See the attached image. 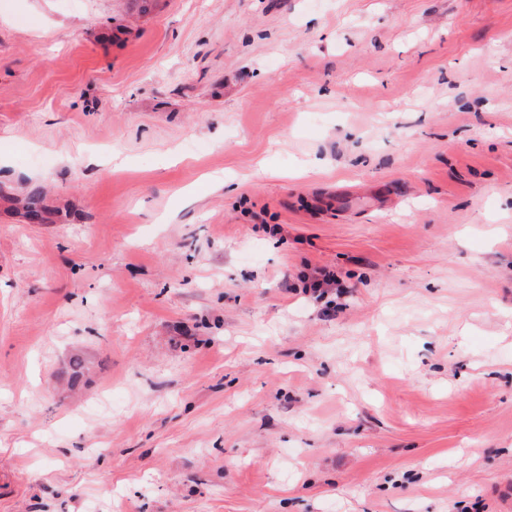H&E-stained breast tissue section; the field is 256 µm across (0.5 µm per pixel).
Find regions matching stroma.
<instances>
[{
    "label": "stroma",
    "instance_id": "stroma-1",
    "mask_svg": "<svg viewBox=\"0 0 512 512\" xmlns=\"http://www.w3.org/2000/svg\"><path fill=\"white\" fill-rule=\"evenodd\" d=\"M0 512H512V0H0Z\"/></svg>",
    "mask_w": 512,
    "mask_h": 512
}]
</instances>
